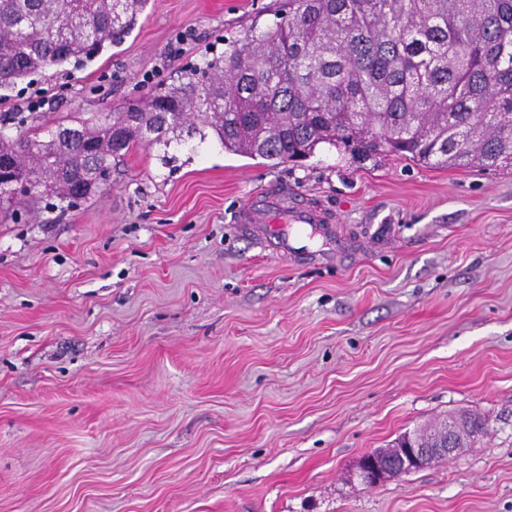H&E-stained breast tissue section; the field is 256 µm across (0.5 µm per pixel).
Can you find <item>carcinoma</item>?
Listing matches in <instances>:
<instances>
[{
    "instance_id": "carcinoma-1",
    "label": "carcinoma",
    "mask_w": 512,
    "mask_h": 512,
    "mask_svg": "<svg viewBox=\"0 0 512 512\" xmlns=\"http://www.w3.org/2000/svg\"><path fill=\"white\" fill-rule=\"evenodd\" d=\"M148 0H0V89L72 58H92L136 26ZM0 132L5 174L35 199L69 205L139 144L213 135L225 151L277 166L323 146L361 163L512 168V0H288L263 29L226 43L142 101L105 118ZM448 414L413 430L447 439ZM460 447L484 432L472 416Z\"/></svg>"
}]
</instances>
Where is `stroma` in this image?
I'll return each mask as SVG.
<instances>
[{"label":"stroma","mask_w":512,"mask_h":512,"mask_svg":"<svg viewBox=\"0 0 512 512\" xmlns=\"http://www.w3.org/2000/svg\"><path fill=\"white\" fill-rule=\"evenodd\" d=\"M286 0H149L0 113L107 115ZM274 193L306 250L239 224ZM0 223V512H512V169L271 166L214 137L140 145L73 208ZM453 412L455 460L364 489L357 462Z\"/></svg>","instance_id":"35a3bbf8"}]
</instances>
